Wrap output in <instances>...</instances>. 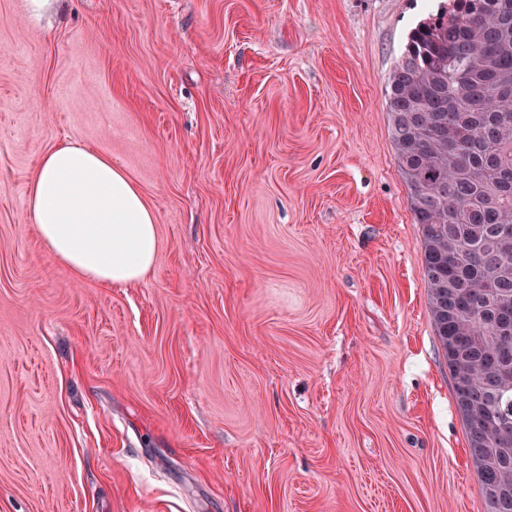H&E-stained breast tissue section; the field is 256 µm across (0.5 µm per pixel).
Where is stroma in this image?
Instances as JSON below:
<instances>
[{
    "label": "stroma",
    "instance_id": "1",
    "mask_svg": "<svg viewBox=\"0 0 512 512\" xmlns=\"http://www.w3.org/2000/svg\"><path fill=\"white\" fill-rule=\"evenodd\" d=\"M441 0H0V512H486L391 140ZM76 141L154 210L145 282L55 262Z\"/></svg>",
    "mask_w": 512,
    "mask_h": 512
}]
</instances>
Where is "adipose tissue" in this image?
Instances as JSON below:
<instances>
[{
	"label": "adipose tissue",
	"mask_w": 512,
	"mask_h": 512,
	"mask_svg": "<svg viewBox=\"0 0 512 512\" xmlns=\"http://www.w3.org/2000/svg\"><path fill=\"white\" fill-rule=\"evenodd\" d=\"M27 208L47 253L76 277L104 286L152 272L159 235L152 208L125 169L79 142L39 158Z\"/></svg>",
	"instance_id": "adipose-tissue-1"
}]
</instances>
